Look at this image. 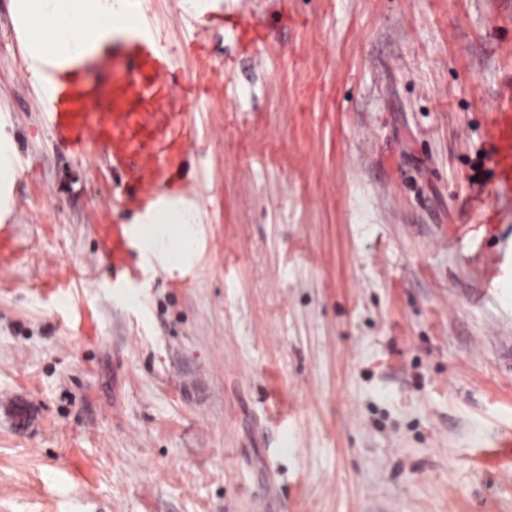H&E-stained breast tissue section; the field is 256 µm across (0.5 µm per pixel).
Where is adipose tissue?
<instances>
[{
  "label": "adipose tissue",
  "mask_w": 512,
  "mask_h": 512,
  "mask_svg": "<svg viewBox=\"0 0 512 512\" xmlns=\"http://www.w3.org/2000/svg\"><path fill=\"white\" fill-rule=\"evenodd\" d=\"M21 16L26 23L27 63L32 79L44 85L43 66L48 56L57 55L75 61L92 53L101 43L110 41L114 32L112 19L117 12L115 0H20ZM156 230L148 236L146 246L163 250L167 259L178 262L189 255L194 244L195 217L184 213L179 221L178 245L169 249L165 224L169 219L158 216Z\"/></svg>",
  "instance_id": "obj_1"
}]
</instances>
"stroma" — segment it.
Returning <instances> with one entry per match:
<instances>
[{
  "mask_svg": "<svg viewBox=\"0 0 512 512\" xmlns=\"http://www.w3.org/2000/svg\"><path fill=\"white\" fill-rule=\"evenodd\" d=\"M127 8L0 0V512H512V0ZM26 22L28 70L33 82L45 90L42 66L50 55L75 61L111 41L112 18L124 8L121 0H20ZM118 5V10L116 9ZM195 217L190 212H185L179 222L180 225L178 233V245L174 250L169 251L166 232L164 229H156L151 235L147 237L146 246L150 250L160 249L167 254V262H178L189 255L193 249L194 244V228L192 224H195Z\"/></svg>",
  "mask_w": 512,
  "mask_h": 512,
  "instance_id": "obj_1",
  "label": "stroma"
}]
</instances>
